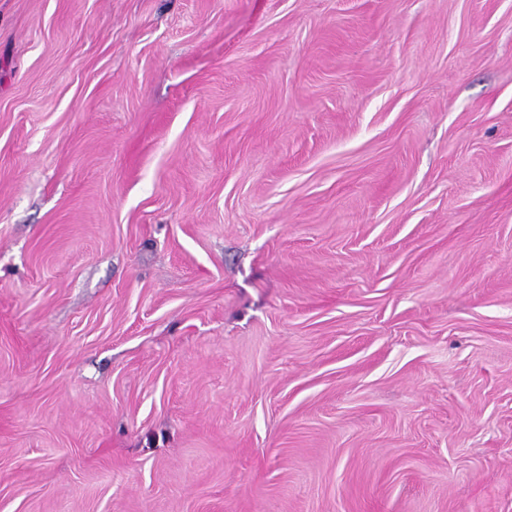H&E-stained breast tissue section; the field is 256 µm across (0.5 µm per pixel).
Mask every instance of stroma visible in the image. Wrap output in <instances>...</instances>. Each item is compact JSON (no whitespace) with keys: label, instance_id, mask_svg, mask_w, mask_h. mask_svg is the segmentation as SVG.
Segmentation results:
<instances>
[{"label":"stroma","instance_id":"35a3bbf8","mask_svg":"<svg viewBox=\"0 0 512 512\" xmlns=\"http://www.w3.org/2000/svg\"><path fill=\"white\" fill-rule=\"evenodd\" d=\"M0 512H512V0H0Z\"/></svg>","mask_w":512,"mask_h":512}]
</instances>
